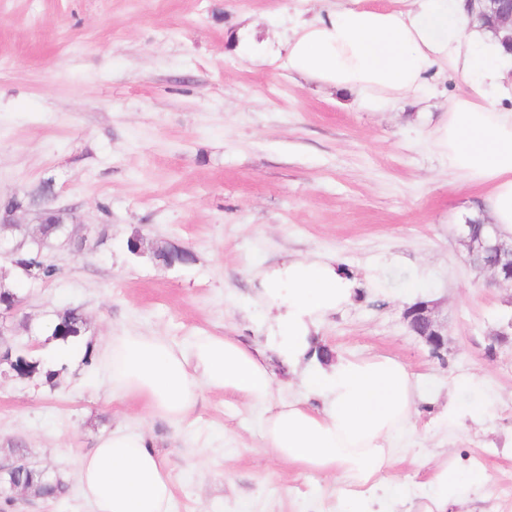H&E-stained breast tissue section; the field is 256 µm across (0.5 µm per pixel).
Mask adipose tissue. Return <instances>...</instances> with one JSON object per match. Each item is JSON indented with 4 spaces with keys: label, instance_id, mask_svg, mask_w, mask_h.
Returning a JSON list of instances; mask_svg holds the SVG:
<instances>
[{
    "label": "adipose tissue",
    "instance_id": "ef3b65f1",
    "mask_svg": "<svg viewBox=\"0 0 512 512\" xmlns=\"http://www.w3.org/2000/svg\"><path fill=\"white\" fill-rule=\"evenodd\" d=\"M320 0L295 18L286 40L290 72L350 93L361 107L390 111L436 92L450 70L464 81L427 140L448 171L483 191L481 217L512 237V52L473 23L465 0ZM354 284L334 261L288 259L262 277L260 298L275 310L270 341L281 359L309 357L312 331L348 306ZM96 361L112 394L142 402L151 417L182 424L203 389L236 395L265 410L263 436L283 461L339 476L345 512H375L371 491L410 431L418 389L398 359L337 357L304 372L296 399L275 401L276 377L258 348L227 336L176 345L140 332L110 336ZM78 479L92 512H171L172 479L146 432L123 427L98 438Z\"/></svg>",
    "mask_w": 512,
    "mask_h": 512
}]
</instances>
